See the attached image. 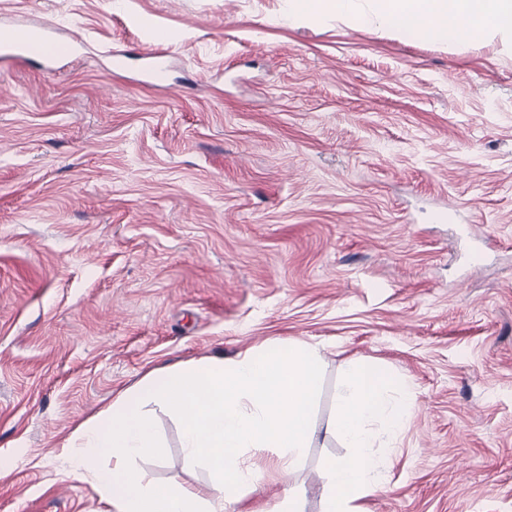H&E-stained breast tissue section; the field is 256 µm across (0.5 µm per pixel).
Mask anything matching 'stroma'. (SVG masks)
<instances>
[{
    "instance_id": "stroma-1",
    "label": "stroma",
    "mask_w": 512,
    "mask_h": 512,
    "mask_svg": "<svg viewBox=\"0 0 512 512\" xmlns=\"http://www.w3.org/2000/svg\"><path fill=\"white\" fill-rule=\"evenodd\" d=\"M369 9L0 0V23L82 38L52 66L0 57V512H104L65 475L77 426L156 369L295 341L321 358L319 431L345 359L412 395L370 512H512V37H404ZM148 414L139 468L208 482ZM349 455L319 434L285 483L247 452L245 502L321 512ZM355 0H289L288 19L306 20L319 17L327 12L352 15Z\"/></svg>"
}]
</instances>
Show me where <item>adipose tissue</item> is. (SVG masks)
<instances>
[{"label": "adipose tissue", "instance_id": "adipose-tissue-1", "mask_svg": "<svg viewBox=\"0 0 512 512\" xmlns=\"http://www.w3.org/2000/svg\"><path fill=\"white\" fill-rule=\"evenodd\" d=\"M373 24L433 42L463 44L486 26L512 34V0H373ZM336 413L325 436L342 440L347 460L323 473L327 496L322 512H367L362 499L387 484L385 448L391 447L411 416L409 398L396 397L379 367L350 359ZM319 357L307 344L288 350L246 351L231 362L159 369L112 404V421L80 426L70 439L68 477L91 475L95 490L113 512H226L239 490L257 476L246 451L278 452L281 477L295 471L315 434L312 401L321 385ZM164 405L182 424L187 458L206 463L208 483L187 488L154 483L136 460L154 456L159 441L144 414V402ZM110 456L112 467L97 461Z\"/></svg>", "mask_w": 512, "mask_h": 512}]
</instances>
